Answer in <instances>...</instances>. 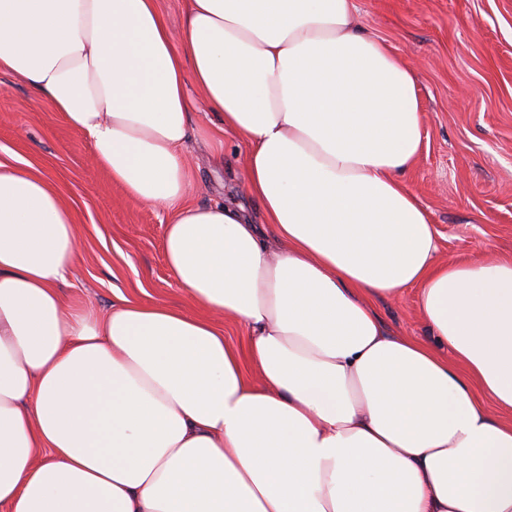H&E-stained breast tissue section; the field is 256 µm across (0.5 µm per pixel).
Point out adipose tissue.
Here are the masks:
<instances>
[{
	"label": "adipose tissue",
	"mask_w": 512,
	"mask_h": 512,
	"mask_svg": "<svg viewBox=\"0 0 512 512\" xmlns=\"http://www.w3.org/2000/svg\"><path fill=\"white\" fill-rule=\"evenodd\" d=\"M1 71L170 211L198 312L67 302L78 217L0 162V512H512V258L438 261L415 80L355 0H188L178 37L156 0H0ZM191 86L261 223L187 203ZM411 286L433 343L376 311ZM217 325L224 330V339L241 348H245L247 333L234 319L224 316H214Z\"/></svg>",
	"instance_id": "obj_1"
}]
</instances>
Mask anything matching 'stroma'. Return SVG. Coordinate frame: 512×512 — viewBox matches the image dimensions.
I'll list each match as a JSON object with an SVG mask.
<instances>
[{
	"label": "stroma",
	"instance_id": "stroma-1",
	"mask_svg": "<svg viewBox=\"0 0 512 512\" xmlns=\"http://www.w3.org/2000/svg\"><path fill=\"white\" fill-rule=\"evenodd\" d=\"M365 29L408 62L424 146L405 179L436 225L439 261L512 257V0H357ZM187 200L247 202L245 143L190 91ZM45 99L0 73V162L47 179L78 215L67 300L107 310L118 296L186 306L164 257L170 214L127 197ZM417 288L378 302L392 332L424 339Z\"/></svg>",
	"mask_w": 512,
	"mask_h": 512
}]
</instances>
